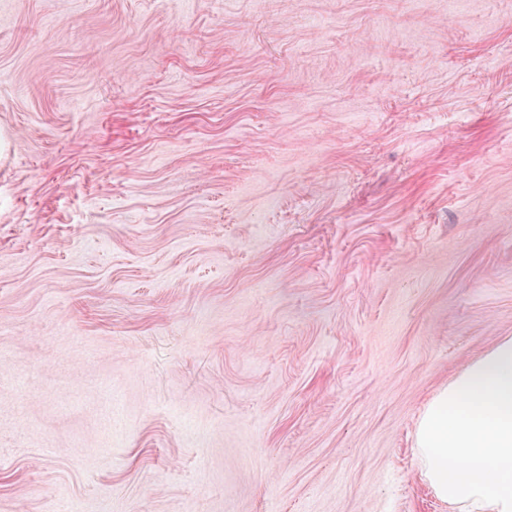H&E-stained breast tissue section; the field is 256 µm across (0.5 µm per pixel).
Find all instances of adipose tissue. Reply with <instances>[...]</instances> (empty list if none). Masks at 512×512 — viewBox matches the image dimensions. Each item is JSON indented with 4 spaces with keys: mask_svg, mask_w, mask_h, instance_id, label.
Returning <instances> with one entry per match:
<instances>
[{
    "mask_svg": "<svg viewBox=\"0 0 512 512\" xmlns=\"http://www.w3.org/2000/svg\"><path fill=\"white\" fill-rule=\"evenodd\" d=\"M434 493L469 512H512V337L440 389L415 432Z\"/></svg>",
    "mask_w": 512,
    "mask_h": 512,
    "instance_id": "1",
    "label": "adipose tissue"
}]
</instances>
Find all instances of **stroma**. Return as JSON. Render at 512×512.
<instances>
[{"label":"stroma","instance_id":"35a3bbf8","mask_svg":"<svg viewBox=\"0 0 512 512\" xmlns=\"http://www.w3.org/2000/svg\"><path fill=\"white\" fill-rule=\"evenodd\" d=\"M512 336V0H0V512H452ZM417 464L467 512H512V337L440 389L417 423Z\"/></svg>","mask_w":512,"mask_h":512}]
</instances>
